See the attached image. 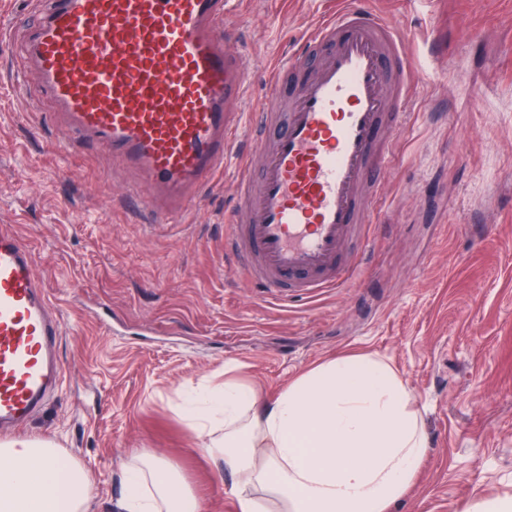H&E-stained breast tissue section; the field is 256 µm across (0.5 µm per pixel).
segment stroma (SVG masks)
<instances>
[{
  "instance_id": "35a3bbf8",
  "label": "stroma",
  "mask_w": 512,
  "mask_h": 512,
  "mask_svg": "<svg viewBox=\"0 0 512 512\" xmlns=\"http://www.w3.org/2000/svg\"><path fill=\"white\" fill-rule=\"evenodd\" d=\"M403 26L419 84L388 130L386 204L345 284L313 301L261 297L224 259L235 171L219 170L179 222L144 223L103 143L63 151L0 38V225L33 250L57 308L62 378L18 430L79 461L90 512H114L121 470L148 452L176 465L205 512H238L179 410L224 382L265 398L344 354L387 361L424 408L428 452L391 512H459L512 494V0H374ZM331 0H237L251 60L243 112L278 55Z\"/></svg>"
}]
</instances>
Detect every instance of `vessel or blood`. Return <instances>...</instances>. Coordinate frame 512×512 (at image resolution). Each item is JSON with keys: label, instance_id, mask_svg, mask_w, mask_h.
Instances as JSON below:
<instances>
[{"label": "vessel or blood", "instance_id": "1", "mask_svg": "<svg viewBox=\"0 0 512 512\" xmlns=\"http://www.w3.org/2000/svg\"><path fill=\"white\" fill-rule=\"evenodd\" d=\"M231 0H34L16 70L65 151L112 147L149 218L181 217L235 147L247 56ZM405 31L367 0H344L277 66L234 183L224 253L263 296L311 299L343 285L384 204L389 155L415 77ZM35 255L0 226V432L20 429L61 377L59 320Z\"/></svg>", "mask_w": 512, "mask_h": 512}]
</instances>
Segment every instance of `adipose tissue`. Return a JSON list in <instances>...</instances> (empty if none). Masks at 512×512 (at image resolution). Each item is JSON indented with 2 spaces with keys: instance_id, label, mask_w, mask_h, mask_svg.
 <instances>
[{
  "instance_id": "ef3b65f1",
  "label": "adipose tissue",
  "mask_w": 512,
  "mask_h": 512,
  "mask_svg": "<svg viewBox=\"0 0 512 512\" xmlns=\"http://www.w3.org/2000/svg\"><path fill=\"white\" fill-rule=\"evenodd\" d=\"M206 456L233 482L239 512H390L427 452L421 411L383 359L339 356L271 401L232 377L184 401ZM119 512H202L175 466L134 454ZM91 481L41 438L0 443V512H88Z\"/></svg>"
}]
</instances>
